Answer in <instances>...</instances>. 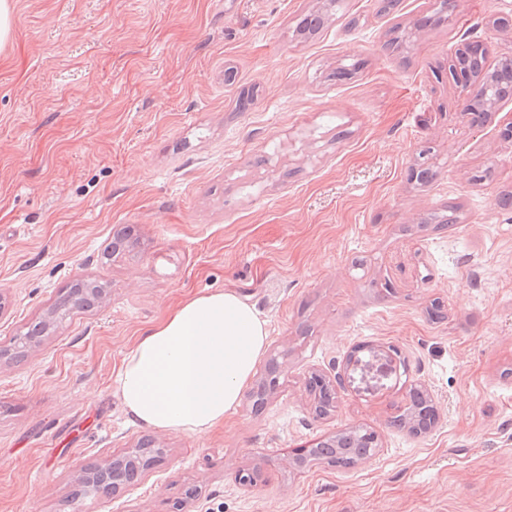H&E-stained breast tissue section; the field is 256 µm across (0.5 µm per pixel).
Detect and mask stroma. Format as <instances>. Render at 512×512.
Here are the masks:
<instances>
[{"label":"stroma","instance_id":"35a3bbf8","mask_svg":"<svg viewBox=\"0 0 512 512\" xmlns=\"http://www.w3.org/2000/svg\"><path fill=\"white\" fill-rule=\"evenodd\" d=\"M11 3L0 344L78 279L108 295L0 364V512H512V98L473 122L452 69L468 42L490 68L512 56V0L447 20L437 0ZM313 12L324 28L300 33ZM224 290L268 329L239 407L200 436L134 424L126 355L184 298ZM371 354L394 370L367 383L348 359ZM274 358L279 387L253 410ZM333 368L338 407L314 418L306 380ZM421 383L440 420L417 435L392 420ZM352 426L378 434L371 459L285 466ZM145 437L166 450L148 477L80 494L82 468Z\"/></svg>","mask_w":512,"mask_h":512}]
</instances>
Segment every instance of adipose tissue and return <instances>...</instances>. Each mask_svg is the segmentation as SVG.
I'll list each match as a JSON object with an SVG mask.
<instances>
[{
	"label": "adipose tissue",
	"mask_w": 512,
	"mask_h": 512,
	"mask_svg": "<svg viewBox=\"0 0 512 512\" xmlns=\"http://www.w3.org/2000/svg\"><path fill=\"white\" fill-rule=\"evenodd\" d=\"M267 339L265 321L235 292L187 299L125 358L128 415L147 428L206 433L239 406Z\"/></svg>",
	"instance_id": "1"
}]
</instances>
